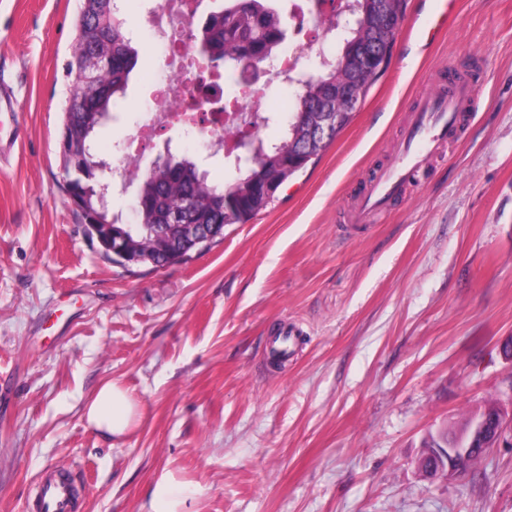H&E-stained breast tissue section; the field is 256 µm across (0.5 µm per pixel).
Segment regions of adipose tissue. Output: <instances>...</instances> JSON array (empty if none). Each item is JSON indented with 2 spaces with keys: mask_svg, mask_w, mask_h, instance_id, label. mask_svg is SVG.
I'll list each match as a JSON object with an SVG mask.
<instances>
[{
  "mask_svg": "<svg viewBox=\"0 0 512 512\" xmlns=\"http://www.w3.org/2000/svg\"><path fill=\"white\" fill-rule=\"evenodd\" d=\"M140 416L138 402L115 381L102 383L84 406L87 424L105 435L120 438L136 424Z\"/></svg>",
  "mask_w": 512,
  "mask_h": 512,
  "instance_id": "adipose-tissue-1",
  "label": "adipose tissue"
}]
</instances>
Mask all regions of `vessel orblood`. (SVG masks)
Segmentation results:
<instances>
[{
	"label": "vessel or blood",
	"mask_w": 512,
	"mask_h": 512,
	"mask_svg": "<svg viewBox=\"0 0 512 512\" xmlns=\"http://www.w3.org/2000/svg\"><path fill=\"white\" fill-rule=\"evenodd\" d=\"M457 0H431V8L416 29V38L432 42L454 25ZM475 84L467 79L449 80L447 88L428 93L416 112L411 133L399 144L400 156L386 168L376 171L368 182L355 215L364 223L371 215L403 198L409 183L417 180L428 158L458 131L460 116L474 110ZM41 500L47 512H72L68 487L58 482H43Z\"/></svg>",
	"instance_id": "obj_1"
}]
</instances>
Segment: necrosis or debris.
Wrapping results in <instances>:
<instances>
[{
  "label": "necrosis or debris",
  "mask_w": 512,
  "mask_h": 512,
  "mask_svg": "<svg viewBox=\"0 0 512 512\" xmlns=\"http://www.w3.org/2000/svg\"><path fill=\"white\" fill-rule=\"evenodd\" d=\"M200 12V0H165L164 6L148 5L147 14L160 46L167 77L153 87V103L144 109V119L129 138L126 155L138 157L150 148L165 124L185 118L207 122L221 148L235 147L242 133L251 132L242 119L243 104L238 98L224 100L220 112L204 111L203 73L194 60L187 27Z\"/></svg>",
  "instance_id": "necrosis-or-debris-1"
}]
</instances>
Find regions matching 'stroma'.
<instances>
[{
    "instance_id": "stroma-1",
    "label": "stroma",
    "mask_w": 512,
    "mask_h": 512,
    "mask_svg": "<svg viewBox=\"0 0 512 512\" xmlns=\"http://www.w3.org/2000/svg\"><path fill=\"white\" fill-rule=\"evenodd\" d=\"M420 9L407 0L387 71L314 166L156 267L106 255L68 201L78 0H0V512H34L51 465L80 483L81 512H147L165 476L192 486L187 512H512V0H459L433 44L411 33ZM143 12L130 0L131 106L105 144L164 75ZM452 67L478 79V111L404 198L350 223ZM108 380L143 410L115 442L82 417ZM490 404L504 440L463 476L422 478L425 435Z\"/></svg>"
}]
</instances>
